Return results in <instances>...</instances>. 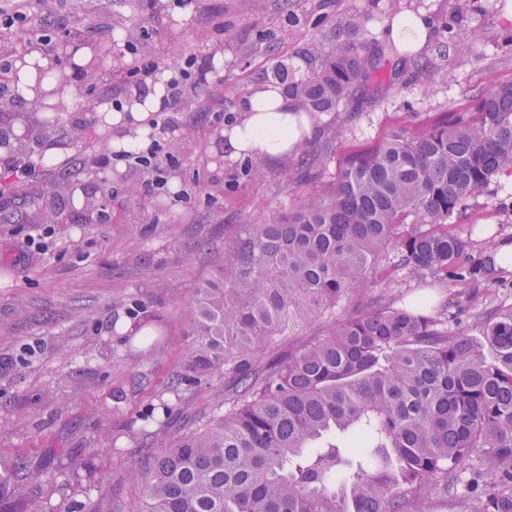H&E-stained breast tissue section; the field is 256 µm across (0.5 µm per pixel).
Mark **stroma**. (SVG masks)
I'll list each match as a JSON object with an SVG mask.
<instances>
[{"instance_id": "35a3bbf8", "label": "stroma", "mask_w": 512, "mask_h": 512, "mask_svg": "<svg viewBox=\"0 0 512 512\" xmlns=\"http://www.w3.org/2000/svg\"><path fill=\"white\" fill-rule=\"evenodd\" d=\"M195 0L190 24H173L171 0H0L26 15L22 33H1L0 52L38 50L41 31L52 44L100 48L122 32L93 70L71 71L61 105L32 111L28 102L0 103V131L17 119L31 130L25 152L0 158V458L26 469L0 512H56L72 502L88 512H139L141 494L129 479L137 447L175 442L222 400L228 377L185 387L189 305L196 288L217 279L224 260L250 224L287 213L298 199L333 179L348 154L370 148L391 127L422 124L449 112L473 111L491 85L512 81V20L505 0ZM364 35L380 42L386 22L401 12L426 13L434 31L405 64H386L369 100H351L316 114L299 151L276 160L241 159L216 172L208 147L238 115L240 101L276 63L298 74L309 51L327 43L350 12ZM482 37L456 53L473 29ZM137 46L138 55L128 52ZM223 70L183 85L173 118L157 113L156 139L167 154L155 172L114 161L102 165L107 134L96 106L123 102L121 88L142 61L172 69L186 58ZM34 164L17 177L19 162ZM99 208L72 202L75 190ZM110 218L101 221L99 210ZM468 222L487 224L512 245V178L497 177L469 201ZM145 324L146 344L125 336ZM154 415L152 427L142 419Z\"/></svg>"}]
</instances>
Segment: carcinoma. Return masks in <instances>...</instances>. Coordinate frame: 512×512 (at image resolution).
I'll return each instance as SVG.
<instances>
[{
    "label": "carcinoma",
    "instance_id": "1",
    "mask_svg": "<svg viewBox=\"0 0 512 512\" xmlns=\"http://www.w3.org/2000/svg\"><path fill=\"white\" fill-rule=\"evenodd\" d=\"M360 30L351 15L306 74L280 64L264 78L331 112L381 69ZM498 176L512 177V82L469 114L393 128L288 214L250 225L196 289L178 379L225 371L235 389L163 452L141 450V512H431L450 477L473 512H512V306L475 315L488 357L456 297L432 311L384 293L353 303L379 267L444 288L484 280L494 256L470 262L453 227ZM315 317L333 319L328 334L254 366V350Z\"/></svg>",
    "mask_w": 512,
    "mask_h": 512
}]
</instances>
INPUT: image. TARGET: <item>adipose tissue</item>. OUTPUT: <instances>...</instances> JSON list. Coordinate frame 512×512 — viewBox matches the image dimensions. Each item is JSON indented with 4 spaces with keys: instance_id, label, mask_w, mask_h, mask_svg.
I'll return each instance as SVG.
<instances>
[{
    "instance_id": "obj_1",
    "label": "adipose tissue",
    "mask_w": 512,
    "mask_h": 512,
    "mask_svg": "<svg viewBox=\"0 0 512 512\" xmlns=\"http://www.w3.org/2000/svg\"><path fill=\"white\" fill-rule=\"evenodd\" d=\"M432 25L422 13H400L386 24L389 41L415 53L422 50L430 37ZM49 57L33 52L18 58L13 66L16 73L27 76V83L18 85L24 100L46 94L49 103H58L55 86L35 85L31 77L37 68H49ZM166 94L162 82H155L144 91H132L125 104L105 112V123L121 129V136L112 138L110 150L118 155L147 150L156 132L154 118L160 112ZM314 129V118L298 100L289 98L280 86L267 83L258 86L245 97L238 117L221 131L222 160L242 158L274 159L297 152Z\"/></svg>"
}]
</instances>
